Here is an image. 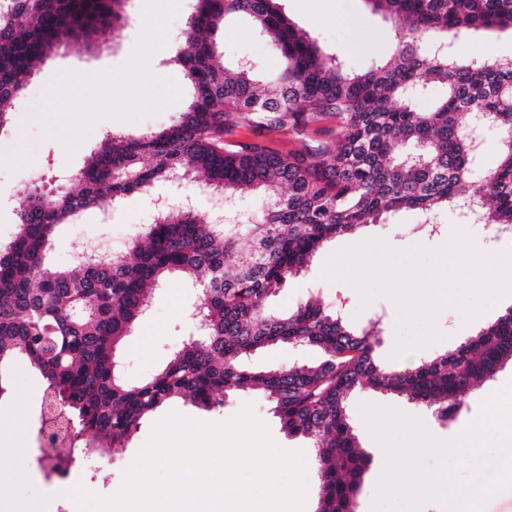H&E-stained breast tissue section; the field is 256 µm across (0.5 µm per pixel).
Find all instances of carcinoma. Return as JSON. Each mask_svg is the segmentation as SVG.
Masks as SVG:
<instances>
[{"instance_id": "obj_1", "label": "carcinoma", "mask_w": 512, "mask_h": 512, "mask_svg": "<svg viewBox=\"0 0 512 512\" xmlns=\"http://www.w3.org/2000/svg\"><path fill=\"white\" fill-rule=\"evenodd\" d=\"M401 23L392 59L357 72L323 50L283 11L281 0H196L173 50L190 89L186 107L158 132L108 134L68 183L33 182L17 231L0 243V364L22 356L56 396L73 441L89 434L118 448L152 411L174 398L210 409L231 392L262 390L282 429L318 441L316 512H355L371 458L350 425L347 400L366 384L435 408L448 421L476 381L512 362V309L456 349L404 370L376 363L371 333L309 300L274 315L266 298L298 276L328 241L403 210L433 216L476 208L484 224L512 226V58L462 59L435 46L479 30H512V0H367ZM128 0H7L0 9V130L34 65L60 47L100 48L119 38ZM249 20L280 60L265 78L252 64L224 66L214 34L227 18ZM432 88L430 107L413 100ZM500 136V160L479 199L461 197L472 147L463 130L476 110ZM260 131L246 141L242 130ZM292 134L284 153L272 138ZM202 174L230 200L263 198L246 223L252 248L239 260L234 224L180 203L160 209L126 251L47 262L56 225L178 174ZM180 273L201 290L206 335L174 352L138 385L114 367L116 347L143 316L146 291ZM319 348L312 365L253 373L242 355L277 344Z\"/></svg>"}]
</instances>
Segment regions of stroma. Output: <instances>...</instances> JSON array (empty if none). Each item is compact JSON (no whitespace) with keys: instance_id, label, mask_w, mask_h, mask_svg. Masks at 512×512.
Wrapping results in <instances>:
<instances>
[{"instance_id":"obj_1","label":"stroma","mask_w":512,"mask_h":512,"mask_svg":"<svg viewBox=\"0 0 512 512\" xmlns=\"http://www.w3.org/2000/svg\"><path fill=\"white\" fill-rule=\"evenodd\" d=\"M353 19L334 16L333 0H283V8L297 27L309 33L327 52L345 57L357 70L389 60L395 24L372 11L367 0H351ZM193 10V0H178L175 8L154 7L151 0H129V22L114 45L98 50L70 48L39 63L28 79L23 99L13 114L14 128L0 134V146L14 144L18 159L0 164V242L16 231L17 212L25 204V184L43 176L50 184L86 165L103 135L157 131L167 126L187 100L179 93L167 105L147 103L140 91L145 71L171 72L166 57L150 55L144 34L148 26L164 30L172 43ZM224 62L251 59L267 74L276 73L279 60L255 38L248 20H228L220 33ZM463 58L512 57V32L479 31L455 42ZM155 211L147 198L132 195L108 212L85 211L70 223L58 225L47 259L54 265L72 261L71 244L81 240L90 247L123 250L141 225L152 223ZM423 214L404 211L384 224H369L336 238L320 250L300 277L290 280L266 301L268 312L292 311L307 300H318L339 313L354 329L377 327L378 364L399 370L429 361L454 350L466 339L512 310V286H487L469 276L462 266L449 263L438 279L425 280L449 239L467 233L474 257L512 254V240L490 242L479 224H466L456 212L434 216L437 235H415L411 225L424 222ZM447 302L433 308L436 293ZM198 292L180 276L149 292L145 311L134 333L117 351L122 374L135 385L158 372L171 354L187 342L193 329L187 308ZM322 353L315 347L279 345L245 359L246 367L267 371L294 364L314 363ZM8 386L0 394V448L21 447L18 477L0 476V512H75L77 487L103 496L116 493L123 476L148 441L153 425L167 414L180 413L202 422H223L244 404H252L275 442L304 454L308 491L306 512H315L320 494L317 450L312 439L282 430L270 403L260 392L238 393L222 405L204 410L173 399L149 414L121 448H91L78 444L65 490H57L58 475L41 459L35 440L45 382L21 358L8 369ZM512 392V364H505L495 379L477 382L466 392L455 420L439 421L433 410L365 386L348 399V413L360 444L372 461L364 474L357 512H512V437L483 434L480 454L466 455L455 446L458 434L472 421L492 412L489 397ZM400 431L422 435L438 446V453H416L403 484L382 490L378 478L384 463L400 464V457L382 448L373 429L380 411ZM444 469L465 493L449 498L447 488L429 490L431 473Z\"/></svg>"}]
</instances>
